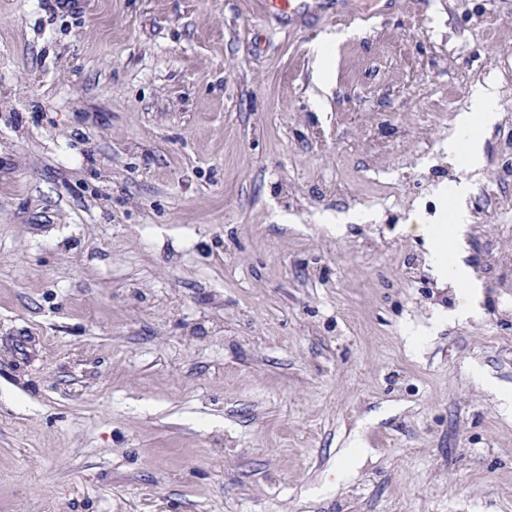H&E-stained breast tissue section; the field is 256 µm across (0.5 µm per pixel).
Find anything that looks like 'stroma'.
<instances>
[{"mask_svg": "<svg viewBox=\"0 0 512 512\" xmlns=\"http://www.w3.org/2000/svg\"><path fill=\"white\" fill-rule=\"evenodd\" d=\"M260 2L0 0V512H512V0ZM498 94L492 85H478L473 91L469 108L458 114L455 119L458 136L448 138L444 148L451 156L461 152L462 144L466 141L464 149L466 165L476 168L483 162L482 142L477 132L492 125L499 114ZM468 192L469 187L464 181L453 186V196L460 204L453 207L446 218H442L443 224H439L442 226L425 224L417 218H414L416 223L407 224L406 226L407 230L425 238L429 244L432 264L441 278L446 281H448V278L451 279L463 288L462 290L466 295L475 297L479 294V285L468 277L465 270L454 266L449 261L447 263L446 259L448 244L453 243L457 247L467 224L470 223L469 213L465 207V198Z\"/></svg>", "mask_w": 512, "mask_h": 512, "instance_id": "stroma-1", "label": "stroma"}]
</instances>
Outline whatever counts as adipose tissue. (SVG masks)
Here are the masks:
<instances>
[{
    "label": "adipose tissue",
    "instance_id": "1",
    "mask_svg": "<svg viewBox=\"0 0 512 512\" xmlns=\"http://www.w3.org/2000/svg\"><path fill=\"white\" fill-rule=\"evenodd\" d=\"M498 94L493 86H477L470 99L469 108L458 114L455 119L457 133L449 137L444 148L449 155H465L466 165L478 167L483 162L482 142L479 130L492 125L498 118ZM469 192L467 183L454 185L453 196L457 204L448 213L446 223L442 226L417 222L410 229L425 238L429 245L432 264L441 278L452 280L461 287L466 295L476 296L479 286L465 272L446 259L449 244L458 243L469 222V213L464 200Z\"/></svg>",
    "mask_w": 512,
    "mask_h": 512
}]
</instances>
